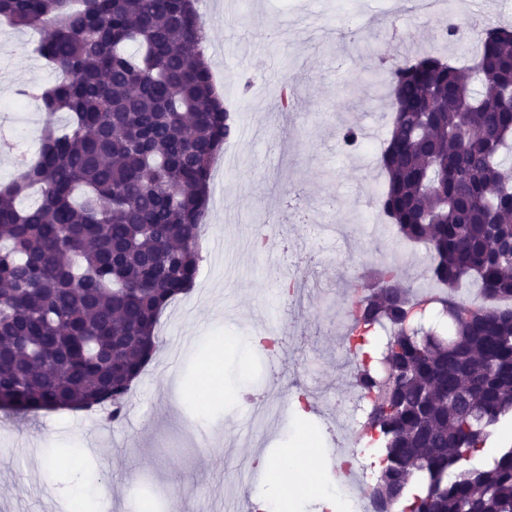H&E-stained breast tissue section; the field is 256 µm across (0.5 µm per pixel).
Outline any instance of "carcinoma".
Instances as JSON below:
<instances>
[{"label":"carcinoma","mask_w":512,"mask_h":512,"mask_svg":"<svg viewBox=\"0 0 512 512\" xmlns=\"http://www.w3.org/2000/svg\"><path fill=\"white\" fill-rule=\"evenodd\" d=\"M1 25L39 31L60 78L38 94L48 125L37 156L0 186V410L108 407L118 423L161 313L194 284L213 161L233 129L194 0H0ZM472 69L479 93L431 53L386 71L380 208L428 248L456 343L423 323L405 331L404 310L420 301L392 268L371 270L383 288L363 319L386 331L380 363L400 406L372 407L364 423L382 436L374 512L410 497V512H457L462 500L512 512V448L488 469L464 466L512 417V305L455 298L467 279L512 300V167L500 159L512 142V31L480 38ZM34 189L39 202L19 207ZM466 370L477 378L462 389ZM355 378L363 396L383 385L370 367Z\"/></svg>","instance_id":"obj_1"}]
</instances>
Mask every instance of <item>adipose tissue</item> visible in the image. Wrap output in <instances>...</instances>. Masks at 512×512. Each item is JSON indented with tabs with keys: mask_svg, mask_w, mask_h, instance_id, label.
Segmentation results:
<instances>
[{
	"mask_svg": "<svg viewBox=\"0 0 512 512\" xmlns=\"http://www.w3.org/2000/svg\"><path fill=\"white\" fill-rule=\"evenodd\" d=\"M347 478L342 469L335 476H328L319 450L303 439L297 447L283 449L267 463L252 497L264 512H291L298 495L324 492Z\"/></svg>",
	"mask_w": 512,
	"mask_h": 512,
	"instance_id": "adipose-tissue-1",
	"label": "adipose tissue"
}]
</instances>
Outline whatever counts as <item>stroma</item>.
Here are the masks:
<instances>
[{
  "instance_id": "stroma-1",
  "label": "stroma",
  "mask_w": 512,
  "mask_h": 512,
  "mask_svg": "<svg viewBox=\"0 0 512 512\" xmlns=\"http://www.w3.org/2000/svg\"><path fill=\"white\" fill-rule=\"evenodd\" d=\"M196 7L211 32L206 58L223 76L221 93L234 94L241 118L269 134L235 147L237 169L225 172L223 188H210L219 204L207 212L213 232L201 243L195 289L162 313L156 356L135 382L123 422L68 410L5 421L0 512H54L51 484L83 491L88 512H138L145 500L154 512H233L266 458L300 435L329 457L342 422L336 401L357 393V367L378 355L336 337L350 290L371 284L369 269L385 262L419 297L442 292L428 274L405 268L420 263L425 247L415 245L410 259L399 253L382 231L384 217L368 204L382 173L379 153L346 150L336 128L345 122L388 132L382 61L425 49L465 69L473 41H441L439 16L407 11L402 0H297L287 14L272 0H197ZM37 39L0 29V140L32 154L45 115L33 106L16 131L18 92L58 79L35 52ZM350 84L363 87L353 99L343 93ZM327 200L351 217L357 248L337 252L303 224ZM264 224L279 226L285 250L243 248V238ZM273 266L306 276L304 309L267 278ZM228 328L237 337L223 348L221 401L206 406L183 397ZM267 329L281 339L277 354L251 342ZM274 386L284 389L275 420L254 419L249 395Z\"/></svg>"
}]
</instances>
